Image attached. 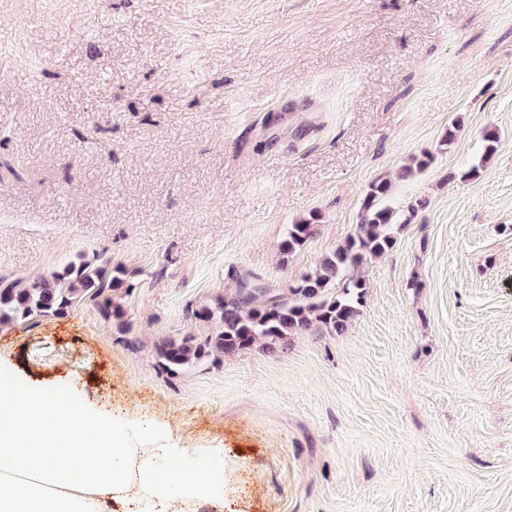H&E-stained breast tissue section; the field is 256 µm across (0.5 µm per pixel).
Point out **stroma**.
<instances>
[{"instance_id": "1", "label": "stroma", "mask_w": 512, "mask_h": 512, "mask_svg": "<svg viewBox=\"0 0 512 512\" xmlns=\"http://www.w3.org/2000/svg\"><path fill=\"white\" fill-rule=\"evenodd\" d=\"M381 180L420 207L342 334L157 365L236 275L287 293ZM99 254L124 317L85 301L0 356L223 441L224 512H512V0H0V277ZM320 217L314 213L309 217L288 224L285 236L280 245V253L284 258H289L297 250L301 249L310 239L316 236Z\"/></svg>"}]
</instances>
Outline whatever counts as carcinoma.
Wrapping results in <instances>:
<instances>
[{
    "instance_id": "cac0c4a2",
    "label": "carcinoma",
    "mask_w": 512,
    "mask_h": 512,
    "mask_svg": "<svg viewBox=\"0 0 512 512\" xmlns=\"http://www.w3.org/2000/svg\"><path fill=\"white\" fill-rule=\"evenodd\" d=\"M390 188L385 181L371 183L358 217L355 233L345 244L320 259L316 268L289 289L273 295L247 278L237 279L235 292L220 296L195 311L216 327L205 336L164 340L155 347L158 365L170 374L205 361H216L261 345L282 350L293 336L343 332L360 311L365 284L355 270L369 258L393 249L396 233L411 221L415 206L398 210L385 202ZM320 217L314 213L287 227L280 253L289 258L316 236ZM127 274L109 259H80L34 279H0V329L36 318L58 317L90 300L107 319L119 318L123 308L112 294L125 289Z\"/></svg>"
}]
</instances>
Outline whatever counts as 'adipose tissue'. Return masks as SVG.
<instances>
[{
  "label": "adipose tissue",
  "instance_id": "ef3b65f1",
  "mask_svg": "<svg viewBox=\"0 0 512 512\" xmlns=\"http://www.w3.org/2000/svg\"><path fill=\"white\" fill-rule=\"evenodd\" d=\"M0 512H197L223 505L224 446L72 390L29 386L0 359Z\"/></svg>",
  "mask_w": 512,
  "mask_h": 512
}]
</instances>
